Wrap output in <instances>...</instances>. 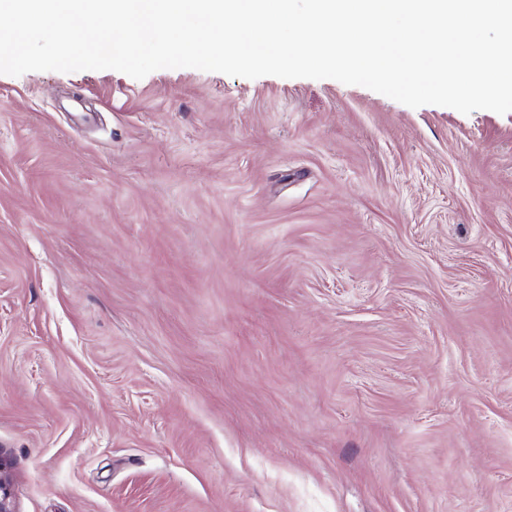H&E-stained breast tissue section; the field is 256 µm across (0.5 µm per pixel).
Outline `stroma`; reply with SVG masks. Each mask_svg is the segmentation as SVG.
<instances>
[{
	"label": "stroma",
	"instance_id": "1",
	"mask_svg": "<svg viewBox=\"0 0 512 512\" xmlns=\"http://www.w3.org/2000/svg\"><path fill=\"white\" fill-rule=\"evenodd\" d=\"M0 455L17 512H512V113L0 74Z\"/></svg>",
	"mask_w": 512,
	"mask_h": 512
}]
</instances>
